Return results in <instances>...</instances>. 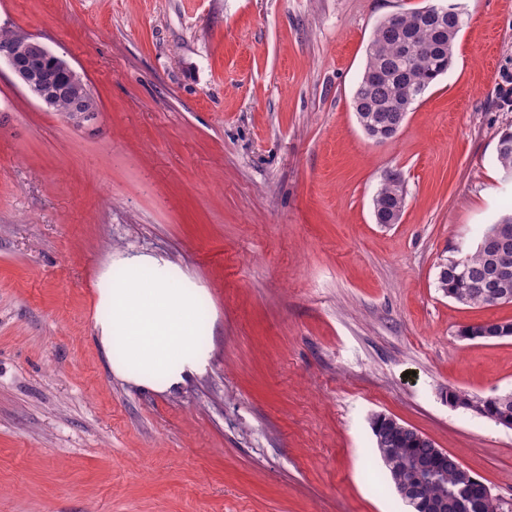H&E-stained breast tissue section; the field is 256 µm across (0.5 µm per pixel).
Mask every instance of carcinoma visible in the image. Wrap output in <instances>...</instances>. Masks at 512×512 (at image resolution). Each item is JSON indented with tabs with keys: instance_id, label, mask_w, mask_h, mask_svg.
<instances>
[{
	"instance_id": "obj_1",
	"label": "carcinoma",
	"mask_w": 512,
	"mask_h": 512,
	"mask_svg": "<svg viewBox=\"0 0 512 512\" xmlns=\"http://www.w3.org/2000/svg\"><path fill=\"white\" fill-rule=\"evenodd\" d=\"M461 27V13L452 3L438 18L412 9L377 24L352 98L357 121L370 139L385 143L395 137L411 106L448 71ZM406 40L414 48L411 57L401 50ZM19 46L26 49L23 61L35 68L38 83L54 98L55 111L76 123L97 112L83 79L66 76L43 55L41 44L0 31V56ZM494 162L505 172L512 171V132L499 137ZM403 195L401 174L387 172L372 198L376 223L400 219L395 209ZM506 225L512 227V215L479 230L477 248L460 258V268L450 263L442 267L438 288L445 296L470 308L512 303V275L505 280L499 272L504 262L512 265V233L504 231L499 239L488 242L490 232ZM469 332L484 340L501 339L512 336V323L482 322L461 329L463 334ZM448 399L505 428L512 426V393L479 398L450 388ZM371 428L393 487L414 512H458L451 494L468 485L471 490L463 512H502L500 498L486 495L484 486L452 455H435V445L425 435L383 414L372 418Z\"/></svg>"
}]
</instances>
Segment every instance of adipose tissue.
Segmentation results:
<instances>
[{
  "instance_id": "adipose-tissue-1",
  "label": "adipose tissue",
  "mask_w": 512,
  "mask_h": 512,
  "mask_svg": "<svg viewBox=\"0 0 512 512\" xmlns=\"http://www.w3.org/2000/svg\"><path fill=\"white\" fill-rule=\"evenodd\" d=\"M123 278L104 285L99 301L106 313L97 319L105 350L122 345L110 370L136 387L165 391L203 373L209 351L198 344L200 296L148 256L123 259Z\"/></svg>"
}]
</instances>
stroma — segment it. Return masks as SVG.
Here are the masks:
<instances>
[{"label": "stroma", "instance_id": "35a3bbf8", "mask_svg": "<svg viewBox=\"0 0 512 512\" xmlns=\"http://www.w3.org/2000/svg\"><path fill=\"white\" fill-rule=\"evenodd\" d=\"M457 2L451 67L381 144L352 108L366 48L427 0H0L97 103L75 127L0 59V512H412L377 414L512 502V429L447 397L512 393V337L458 335L512 304L437 286L512 212V0ZM135 254L203 292L208 367L167 392L97 339ZM404 195L403 180L401 174L394 171H387L382 182L372 198V207L377 224H390L401 218L395 213L399 199Z\"/></svg>", "mask_w": 512, "mask_h": 512}]
</instances>
